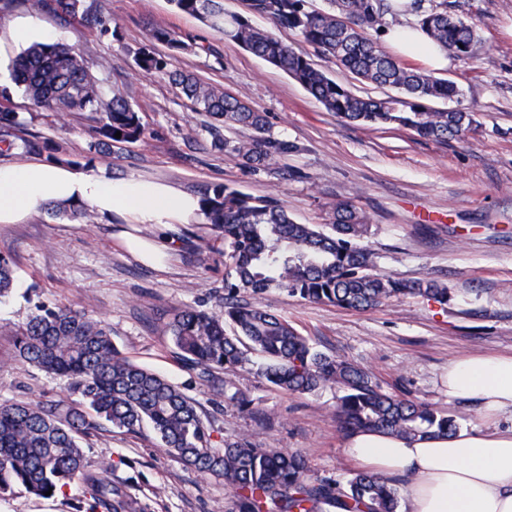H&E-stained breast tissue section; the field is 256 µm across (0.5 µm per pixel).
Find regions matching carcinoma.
<instances>
[{
	"label": "carcinoma",
	"mask_w": 512,
	"mask_h": 512,
	"mask_svg": "<svg viewBox=\"0 0 512 512\" xmlns=\"http://www.w3.org/2000/svg\"><path fill=\"white\" fill-rule=\"evenodd\" d=\"M21 1L55 13L80 33L112 32L103 0H0V25ZM171 3L292 77L345 122L403 128L435 141L460 139L472 126L471 113L432 106L459 95L454 82L391 55L380 41L390 20L400 13L413 15L434 45L465 63L473 60L480 42L477 26L453 12L448 0H326L320 10L310 8L308 0H245V12L233 15L225 13L224 0ZM253 16L268 20L272 29L254 26ZM288 30L336 65L396 95H356L317 68L306 51L277 36ZM149 36L136 56L138 68L149 74L167 69L155 44L173 51L193 48L166 27H152ZM10 71L11 83L36 111L99 114L98 145L103 148L145 137L133 105L120 92L105 90L65 43L30 44L12 60ZM172 80L195 111L210 119L207 129L215 149L236 155L253 170L291 151L288 142L271 133L266 113L192 75L176 73ZM9 99V87L0 85V153L30 152L37 143L16 134L22 122ZM236 126L254 136L228 140L220 134V128ZM201 203L228 259L224 313L179 307L167 332L182 359L201 369L204 380L229 404L244 410L251 400L214 370L241 366L254 353L265 359L260 378L273 388L340 392L335 415L347 432L367 429L414 441L456 429V414L387 393L364 367L316 349L288 319L241 300L243 294L259 296L275 288L345 310L371 309L405 295L448 304V288L437 282H404L375 271L373 254L361 245L370 224L351 202L329 205V232L295 222L287 207L271 197L228 185L214 186ZM14 284L11 263L0 257V301L10 296ZM226 323L232 326L229 334ZM0 332L15 336L14 361L67 378L78 396L72 405L27 399L0 403V498L17 489L43 498L49 490L55 494L80 483L93 499L92 512H141L122 487L99 477L112 469L110 459L91 465L82 443L108 428L136 433L147 425L159 447L191 469L224 480L232 493L231 512H399V490L380 474L357 470L342 485L313 476L300 453L259 448L244 436H223L177 384L133 362L112 343L105 322L85 310L64 303L39 305L21 326H1Z\"/></svg>",
	"instance_id": "1"
}]
</instances>
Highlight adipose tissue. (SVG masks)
Instances as JSON below:
<instances>
[{
  "instance_id": "ef3b65f1",
  "label": "adipose tissue",
  "mask_w": 512,
  "mask_h": 512,
  "mask_svg": "<svg viewBox=\"0 0 512 512\" xmlns=\"http://www.w3.org/2000/svg\"><path fill=\"white\" fill-rule=\"evenodd\" d=\"M386 42L398 56L441 69L448 59L419 30L394 28ZM82 203L128 224L194 223L198 198L160 182L112 179L37 160L0 165V224H17L47 203ZM449 397L485 417L512 414V356L470 354L448 366ZM349 453L363 465L404 480L405 512H512V425L408 442L376 431L353 434Z\"/></svg>"
}]
</instances>
